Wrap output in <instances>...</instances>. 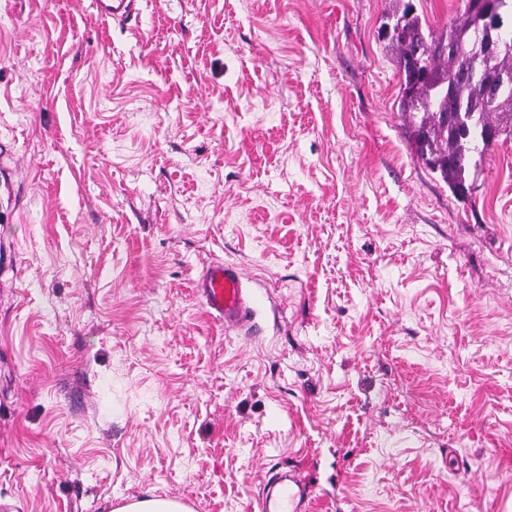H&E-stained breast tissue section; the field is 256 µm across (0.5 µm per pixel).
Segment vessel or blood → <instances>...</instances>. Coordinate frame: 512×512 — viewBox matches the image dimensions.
Here are the masks:
<instances>
[{"instance_id":"1","label":"vessel or blood","mask_w":512,"mask_h":512,"mask_svg":"<svg viewBox=\"0 0 512 512\" xmlns=\"http://www.w3.org/2000/svg\"><path fill=\"white\" fill-rule=\"evenodd\" d=\"M131 3L132 0H92L97 15L105 21L128 18ZM195 287L209 313L223 322L225 328L244 332L252 329L255 310L237 264L211 262ZM310 493L309 486L298 476L285 475L277 493L260 498V512H307Z\"/></svg>"}]
</instances>
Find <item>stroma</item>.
<instances>
[{
  "label": "stroma",
  "instance_id": "obj_1",
  "mask_svg": "<svg viewBox=\"0 0 512 512\" xmlns=\"http://www.w3.org/2000/svg\"><path fill=\"white\" fill-rule=\"evenodd\" d=\"M396 3L0 0L11 512H512V137L466 201L417 159ZM97 15L103 20L126 19L131 14L132 0H93L91 1ZM195 288L209 313L224 322L225 329L250 334L255 310L237 264L221 260L211 262L196 281ZM310 493V487L298 476L285 475L275 496L268 492L259 499L260 512H305L308 510ZM113 512H189V510L178 501L147 497L124 504Z\"/></svg>",
  "mask_w": 512,
  "mask_h": 512
}]
</instances>
